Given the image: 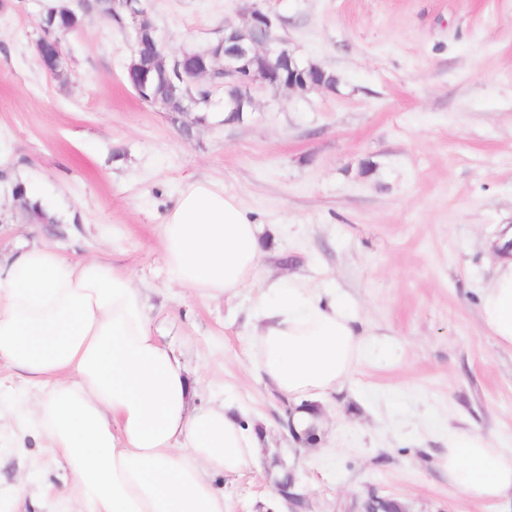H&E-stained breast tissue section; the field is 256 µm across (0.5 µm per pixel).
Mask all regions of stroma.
<instances>
[{
    "instance_id": "1",
    "label": "stroma",
    "mask_w": 512,
    "mask_h": 512,
    "mask_svg": "<svg viewBox=\"0 0 512 512\" xmlns=\"http://www.w3.org/2000/svg\"><path fill=\"white\" fill-rule=\"evenodd\" d=\"M49 2L0 0V253L46 244L133 275L197 402L230 401L266 434L216 481L229 512H277L275 457L311 512H350L370 487L409 512H503L463 498L435 460L452 427L512 452V350L478 314L485 243L512 224V0H146L167 55L213 45L260 6L297 58L338 77L306 96L257 90L234 124L207 79V111L143 102L124 79L129 29L95 12L63 35L66 71L50 76L36 51ZM198 180L262 224L268 275L334 289L370 334L324 404L321 447L283 434L281 399L251 365L256 289L207 300L167 279L160 226ZM19 183L59 223L33 221ZM41 395L0 365V493L26 478L19 512L64 508L65 464L25 440L18 409Z\"/></svg>"
}]
</instances>
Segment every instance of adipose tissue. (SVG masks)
<instances>
[{
    "instance_id": "adipose-tissue-1",
    "label": "adipose tissue",
    "mask_w": 512,
    "mask_h": 512,
    "mask_svg": "<svg viewBox=\"0 0 512 512\" xmlns=\"http://www.w3.org/2000/svg\"><path fill=\"white\" fill-rule=\"evenodd\" d=\"M259 234L236 196L190 183L161 226L165 270L206 299L258 288L253 364L303 430L351 376L366 332L328 289L265 276ZM479 316L512 349V252L497 253ZM0 363L43 391L27 416L33 438L68 466L69 512H227L216 477L259 455L260 431L232 404L193 406L195 388L154 334L142 290L98 258L26 244L0 258ZM436 466L469 500L512 497V454L483 433L449 430Z\"/></svg>"
}]
</instances>
